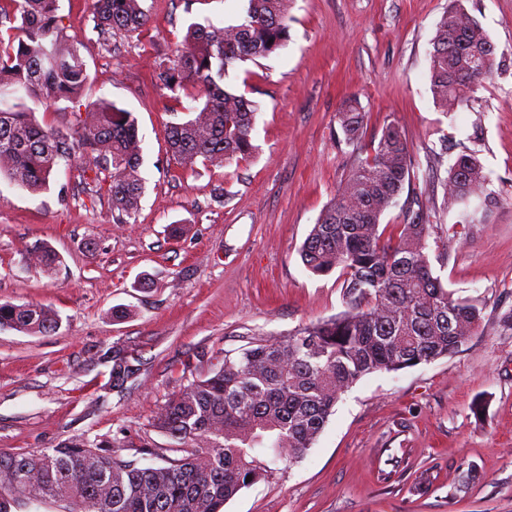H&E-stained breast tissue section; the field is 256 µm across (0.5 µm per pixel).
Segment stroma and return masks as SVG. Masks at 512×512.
Returning <instances> with one entry per match:
<instances>
[{
  "instance_id": "35a3bbf8",
  "label": "stroma",
  "mask_w": 512,
  "mask_h": 512,
  "mask_svg": "<svg viewBox=\"0 0 512 512\" xmlns=\"http://www.w3.org/2000/svg\"><path fill=\"white\" fill-rule=\"evenodd\" d=\"M503 53L469 108L443 112L430 90V51L448 0H294L290 37L241 63L229 82L261 107L250 158L181 165L165 139L193 101L160 85L190 21L243 17L248 0H142V34L93 29L91 0H60L88 81L84 99L136 116L145 194L121 222L107 194L60 170L33 194L0 179V302L42 303L60 316L49 336L0 328V453L51 448L76 434L145 444L161 463L173 442L151 418L184 367L245 346L251 332L285 335L342 310L337 274L316 276L299 249L346 178L358 148L387 122L404 133L417 176L400 203L422 198L432 270L484 320L449 357L358 381L304 460L243 489L224 512H512V0H463ZM368 115L359 147L337 114ZM475 154L496 204L489 223L459 224L443 182ZM44 242L52 270L29 259ZM132 309L116 321L112 311ZM119 348L140 371L108 385L102 355ZM483 401L482 415L472 406Z\"/></svg>"
}]
</instances>
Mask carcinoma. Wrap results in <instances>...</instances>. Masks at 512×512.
Returning <instances> with one entry per match:
<instances>
[{"label": "carcinoma", "instance_id": "1", "mask_svg": "<svg viewBox=\"0 0 512 512\" xmlns=\"http://www.w3.org/2000/svg\"><path fill=\"white\" fill-rule=\"evenodd\" d=\"M292 0H249L237 24L191 22L184 45L158 74L172 93L199 90L191 118L167 126L172 155L225 167L249 157L259 105L224 83L246 60L275 53L288 40ZM0 176L31 192L49 188L61 163L105 185L112 209L134 219L145 192L137 118L99 99L73 113V133L42 126L25 99L49 108L81 104L87 82L80 41L65 31L59 0H7L0 19ZM140 0H94L93 29L140 33L147 25ZM497 51L462 0H453L433 39L430 84L444 112L469 106L490 79ZM345 142L359 143L366 114L352 105L338 113ZM415 178L406 137L388 123L367 155L353 160L346 179L320 213L300 248L315 276L339 271L344 310L279 338L254 334L238 350L214 356L203 376L188 377L157 408L153 430L175 441L176 458L143 466L124 455L118 438L76 435L32 453L0 454V512H32L47 501L62 512H224L242 489L271 479L274 465L303 459L323 432L341 395L374 373H396L451 356L484 319V306L455 299L431 269V224L423 209L405 210L398 224L381 219L398 206ZM476 155L460 154L444 181L459 224H485L495 204ZM34 262H59L48 245L34 246ZM60 319L38 304L0 303V327L50 335ZM109 385L123 388L138 371L114 349ZM251 481H246V477Z\"/></svg>", "mask_w": 512, "mask_h": 512}]
</instances>
